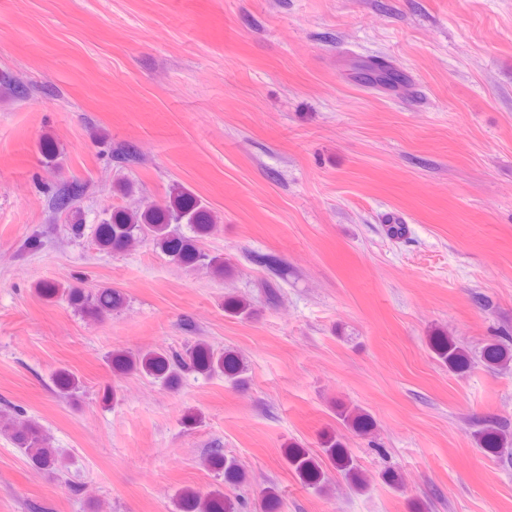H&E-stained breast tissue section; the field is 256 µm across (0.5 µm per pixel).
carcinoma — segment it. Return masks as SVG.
Listing matches in <instances>:
<instances>
[{
  "instance_id": "cac0c4a2",
  "label": "carcinoma",
  "mask_w": 512,
  "mask_h": 512,
  "mask_svg": "<svg viewBox=\"0 0 512 512\" xmlns=\"http://www.w3.org/2000/svg\"><path fill=\"white\" fill-rule=\"evenodd\" d=\"M183 222L191 225L200 238L210 234L213 229L208 211L193 195L179 189L153 209L141 212L114 211L110 220L97 226L96 241L100 247L114 251L124 250L133 244H150L177 264L186 267L203 264L219 275L227 274L229 267L224 258L203 252L192 240H186L176 232L174 225ZM42 293L49 297H65L77 309L95 319L104 318L123 303L120 292L112 288H101L97 293L89 294L48 283L42 288ZM430 346L435 359L451 370H464L472 364L466 349L450 336L435 335L430 339ZM109 359L116 372L135 371L169 387L178 384L180 373L188 369L207 376L221 373L236 386L245 382L243 368L232 351L217 352L204 342L190 346L183 354H170L160 348L137 354L117 352L111 354ZM511 359L508 349L502 344L488 346L483 354V361L490 368L503 366ZM79 386V379L70 372L62 371L56 376V387L62 395L71 393ZM340 418L361 432L367 431L372 425L369 415L359 409H345L340 413ZM0 428L8 432L12 444L22 450L32 463L51 473L61 471L62 462L56 449L52 448L51 437L37 421L7 418ZM476 442L482 450L501 458L505 456V449L512 447V434L488 424L477 431ZM322 453L354 482H363L357 464L342 449L341 443L327 442ZM212 464L224 470L227 481H235L241 475L239 465L233 460L224 459L218 452L212 457ZM288 465L310 485L316 486L324 480L319 462L305 451H290ZM178 508L179 512H234L233 503L220 491L206 495L187 491L179 498Z\"/></svg>"
}]
</instances>
